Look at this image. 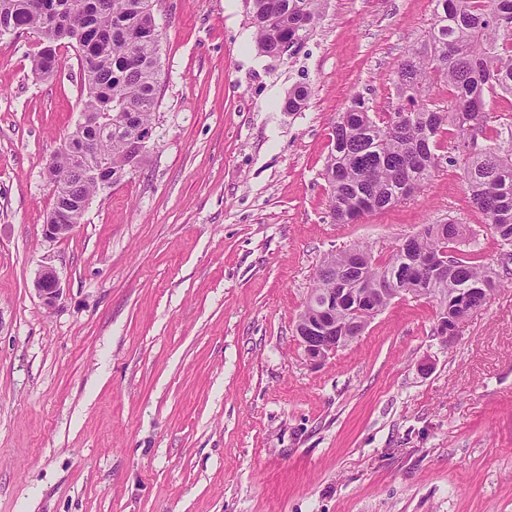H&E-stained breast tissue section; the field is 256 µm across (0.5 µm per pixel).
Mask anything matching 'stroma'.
I'll list each match as a JSON object with an SVG mask.
<instances>
[{"instance_id": "obj_1", "label": "stroma", "mask_w": 512, "mask_h": 512, "mask_svg": "<svg viewBox=\"0 0 512 512\" xmlns=\"http://www.w3.org/2000/svg\"><path fill=\"white\" fill-rule=\"evenodd\" d=\"M161 103L143 162L48 239L46 168L80 115L73 48L36 81L0 39V512H512V274L461 327L397 299L320 366L295 340L329 253L386 258L455 219L498 249L459 167L333 223L321 175L354 96L395 104L434 0H325L286 58L244 0H154ZM308 87L305 107L281 103ZM51 261L64 290L43 305ZM33 286L38 298L48 308L55 306L63 296V288L52 265L41 266L33 281Z\"/></svg>"}]
</instances>
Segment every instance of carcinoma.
Here are the masks:
<instances>
[{
  "label": "carcinoma",
  "instance_id": "1",
  "mask_svg": "<svg viewBox=\"0 0 512 512\" xmlns=\"http://www.w3.org/2000/svg\"><path fill=\"white\" fill-rule=\"evenodd\" d=\"M323 0H246L259 53L282 57L300 44L320 17ZM28 30L40 50L31 74L55 73L56 49L77 51L83 76L81 113L67 136L74 148H60L48 169L57 188L53 208L72 223L82 221L94 197L126 177L140 160V142L153 129L158 103L160 34L144 0H0V36ZM396 106L369 112L356 97L332 125L331 148L322 176L329 187L334 222L349 224L361 215L410 200L429 182L440 163L442 143L463 165L464 190L500 247L499 265L512 262V118L493 116L487 98L512 96V0H435V22L425 42L399 63ZM448 93L446 105L438 102ZM308 91L296 88L282 103L300 111ZM93 143L112 170L97 176L78 153L80 141ZM462 225L450 219L430 224L422 236L378 260L363 247L329 255L318 268L314 294L337 288L334 269L344 270L348 287L369 298L378 283L394 278L405 288H421L448 317L486 303L501 286V273L485 262L479 234L469 250L456 248ZM447 256L448 268L430 276L417 262Z\"/></svg>",
  "mask_w": 512,
  "mask_h": 512
}]
</instances>
